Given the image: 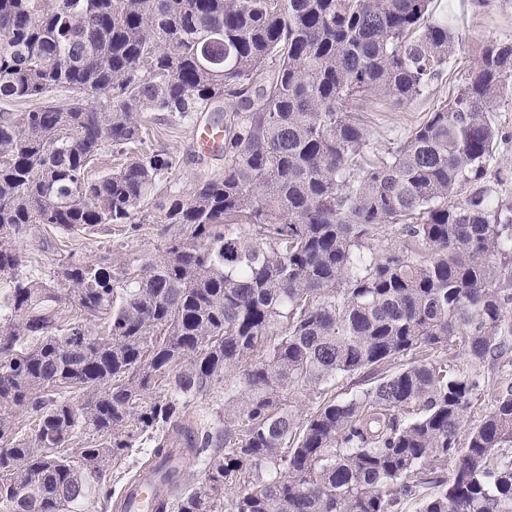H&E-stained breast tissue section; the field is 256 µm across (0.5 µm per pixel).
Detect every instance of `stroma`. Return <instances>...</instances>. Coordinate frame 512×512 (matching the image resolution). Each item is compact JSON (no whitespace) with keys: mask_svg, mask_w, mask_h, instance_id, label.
I'll use <instances>...</instances> for the list:
<instances>
[{"mask_svg":"<svg viewBox=\"0 0 512 512\" xmlns=\"http://www.w3.org/2000/svg\"><path fill=\"white\" fill-rule=\"evenodd\" d=\"M434 13L447 19L459 32L456 53L448 63L441 79L411 102L392 98H365L353 105L370 131L369 155H381L409 132L425 121L431 112L448 103L469 77L482 49L492 42H512V0H434ZM491 121L505 132L498 143L482 186L491 197L512 198V100L493 104ZM147 127L146 145L168 152L177 161L171 176L183 192L192 191L196 178L206 168L214 166V159L200 157L193 145L198 123L214 121L211 112L199 114L197 119L175 120L163 112H145L141 115ZM52 251H44L41 235L19 240L22 255L21 273L50 278L56 259L75 252L91 259L110 257L113 271L127 267L137 268L158 259L164 250V236L156 216H147L139 232L101 230L89 235L52 233ZM479 385L467 413V424H475L490 410L499 390L512 384V356L485 364L480 369Z\"/></svg>","mask_w":512,"mask_h":512,"instance_id":"obj_1","label":"stroma"}]
</instances>
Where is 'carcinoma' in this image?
I'll use <instances>...</instances> for the list:
<instances>
[{
  "label": "carcinoma",
  "instance_id": "cac0c4a2",
  "mask_svg": "<svg viewBox=\"0 0 512 512\" xmlns=\"http://www.w3.org/2000/svg\"><path fill=\"white\" fill-rule=\"evenodd\" d=\"M433 0H0V97L74 93L0 112V512H124L104 475L140 439L133 484L172 450L203 482H171L154 512H512V385L460 431L477 367L508 355L499 268L512 200L481 182L512 98V43L487 45L454 98L382 156L351 108L412 101L458 43ZM139 112H219L221 164L162 195L173 158L143 149ZM107 146L124 157L93 177ZM164 253L136 270L71 253L53 284L18 275L20 239L139 231ZM397 228L403 243L372 252ZM427 255H422V251ZM55 304L80 319L57 324ZM105 315L112 339L85 321ZM462 348L471 368L435 362ZM408 354L421 356L386 374ZM364 374L370 387L329 393ZM224 379V420H187ZM316 394L295 413L288 395ZM263 471L237 491L246 467Z\"/></svg>",
  "mask_w": 512,
  "mask_h": 512
}]
</instances>
